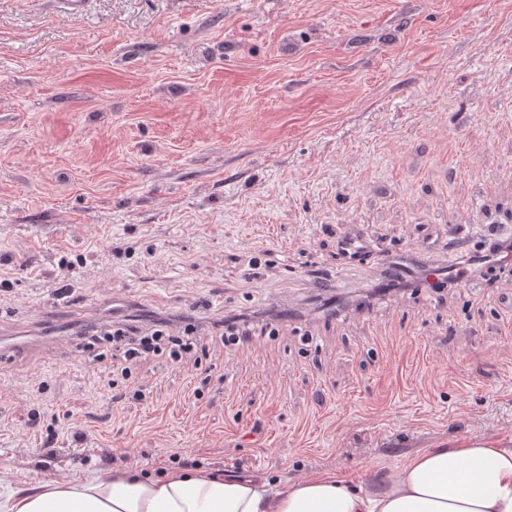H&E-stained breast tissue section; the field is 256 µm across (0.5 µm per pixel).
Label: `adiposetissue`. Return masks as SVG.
Wrapping results in <instances>:
<instances>
[{"mask_svg":"<svg viewBox=\"0 0 512 512\" xmlns=\"http://www.w3.org/2000/svg\"><path fill=\"white\" fill-rule=\"evenodd\" d=\"M0 512H512V448H431L358 487L335 474L279 487L211 472L71 477L11 494Z\"/></svg>","mask_w":512,"mask_h":512,"instance_id":"1","label":"adipose tissue"}]
</instances>
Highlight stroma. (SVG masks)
Here are the masks:
<instances>
[{
  "mask_svg": "<svg viewBox=\"0 0 512 512\" xmlns=\"http://www.w3.org/2000/svg\"><path fill=\"white\" fill-rule=\"evenodd\" d=\"M352 229L434 264L512 234V0H0V334L138 305L194 317L212 365L126 378L78 337L0 357V492L111 477L106 450L144 479L188 452L367 484L512 439V269L331 319L320 284L366 277L336 256ZM271 295L301 318L212 338ZM51 430L86 439L40 469Z\"/></svg>",
  "mask_w": 512,
  "mask_h": 512,
  "instance_id": "1",
  "label": "stroma"
}]
</instances>
